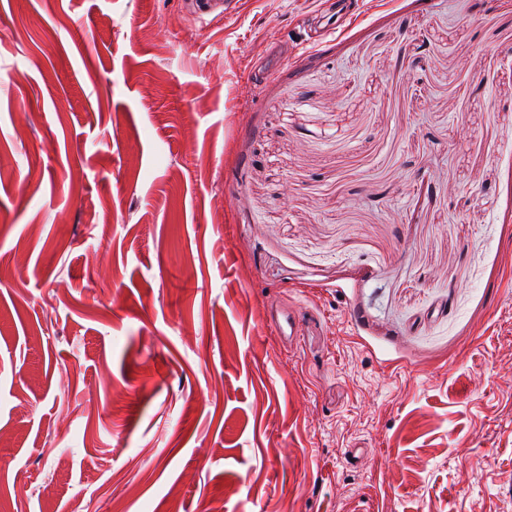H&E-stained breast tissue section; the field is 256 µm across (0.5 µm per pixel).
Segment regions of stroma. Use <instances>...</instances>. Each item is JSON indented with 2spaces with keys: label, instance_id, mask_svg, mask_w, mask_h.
Returning a JSON list of instances; mask_svg holds the SVG:
<instances>
[{
  "label": "stroma",
  "instance_id": "obj_1",
  "mask_svg": "<svg viewBox=\"0 0 512 512\" xmlns=\"http://www.w3.org/2000/svg\"><path fill=\"white\" fill-rule=\"evenodd\" d=\"M320 2L0 0V512H512V0Z\"/></svg>",
  "mask_w": 512,
  "mask_h": 512
}]
</instances>
